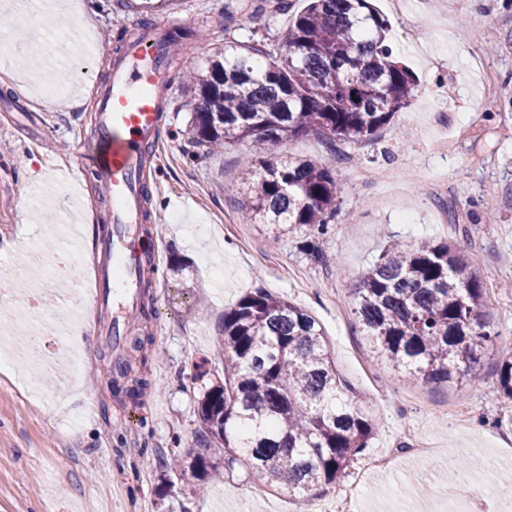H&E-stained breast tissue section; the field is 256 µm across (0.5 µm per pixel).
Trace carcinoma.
I'll return each mask as SVG.
<instances>
[{
	"mask_svg": "<svg viewBox=\"0 0 512 512\" xmlns=\"http://www.w3.org/2000/svg\"><path fill=\"white\" fill-rule=\"evenodd\" d=\"M173 0H118L152 16ZM388 21L371 0H307L269 53L226 42L201 63L182 68L185 107L198 143L221 149L249 141L267 150L309 135L358 144L380 135L418 90L415 74L386 42ZM191 33L165 36L164 65ZM236 190L249 199L247 220L266 224L275 240L302 227L327 231L336 176L308 159H248ZM467 241L391 242L353 291V311L374 358L416 383L461 386L496 334L486 319L487 288L472 267ZM217 352L224 374L199 401L200 446L224 455V470L242 466L308 504V492L334 488L350 475L375 430L363 397L338 372L322 327L298 305L256 288L224 311ZM131 360L112 364L115 393L136 401L147 383H128ZM498 393L512 404V357L497 368ZM176 478L206 470L189 449L160 462Z\"/></svg>",
	"mask_w": 512,
	"mask_h": 512,
	"instance_id": "1",
	"label": "carcinoma"
}]
</instances>
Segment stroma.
Returning <instances> with one entry per match:
<instances>
[{"mask_svg": "<svg viewBox=\"0 0 512 512\" xmlns=\"http://www.w3.org/2000/svg\"><path fill=\"white\" fill-rule=\"evenodd\" d=\"M95 4L90 27L57 24L20 0H0V24L28 39L25 56L0 51V347L16 369L0 370V512H296L295 500L247 481L243 470L198 492L200 473L166 489L161 456L197 447L201 381L194 365L219 370L224 312L256 288L289 299L324 328L341 376L364 398L374 435L346 482L351 512H462L452 473L472 461L489 512H512V409L497 397L496 367L512 357V0H374L390 24L394 57L419 79L411 105L381 137L330 150L308 136L274 146L273 159H310L333 170L336 215L319 252H300L305 230L273 241L241 219L240 178L250 143L220 153L196 144L176 71L156 158L143 180L160 238L148 294L156 315L130 311L129 336H148L147 360L131 376L147 386L138 401L112 393V312L94 307V245L112 233V201L93 173L79 174L96 141L90 131L97 86L110 78L116 34L138 32V17L114 0ZM268 0H176L155 22L178 19L194 32L186 58L202 61L225 42L275 50L290 13ZM87 71H67L59 49L95 50ZM52 88L57 108L42 106ZM469 237L486 283V317L498 337L475 380L414 384L377 362L351 311L362 273L397 238L408 244ZM81 335L58 337L61 326ZM37 372L30 380L29 372ZM429 455L417 454L418 446ZM396 454L386 470L368 458Z\"/></svg>", "mask_w": 512, "mask_h": 512, "instance_id": "35a3bbf8", "label": "stroma"}]
</instances>
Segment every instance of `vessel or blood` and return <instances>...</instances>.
I'll list each match as a JSON object with an SVG mask.
<instances>
[{
  "label": "vessel or blood",
  "instance_id": "obj_1",
  "mask_svg": "<svg viewBox=\"0 0 512 512\" xmlns=\"http://www.w3.org/2000/svg\"><path fill=\"white\" fill-rule=\"evenodd\" d=\"M164 48L163 33L139 42L113 67L108 85L97 90L96 127L98 149L89 161L102 183L112 191L111 246L102 248L97 260L96 300H103L112 275H120L124 287L117 307L132 298L141 249L134 227L144 220L142 175L149 146L158 141L160 103L156 90L165 85L157 63Z\"/></svg>",
  "mask_w": 512,
  "mask_h": 512
}]
</instances>
